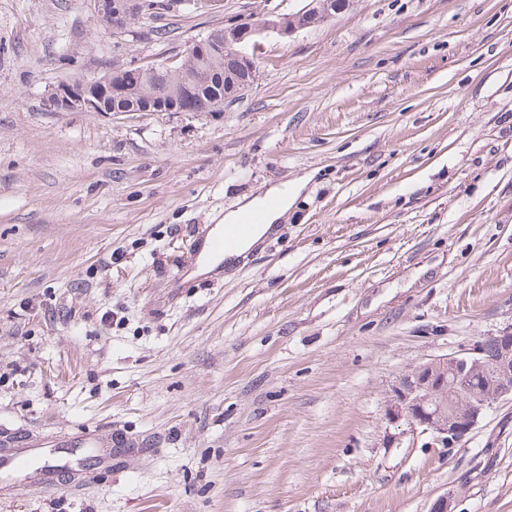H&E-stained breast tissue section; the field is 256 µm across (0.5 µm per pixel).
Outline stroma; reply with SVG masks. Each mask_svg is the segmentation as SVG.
<instances>
[{"mask_svg": "<svg viewBox=\"0 0 512 512\" xmlns=\"http://www.w3.org/2000/svg\"><path fill=\"white\" fill-rule=\"evenodd\" d=\"M208 0L114 34L0 0V512H512V402L443 447L386 418L410 366L512 326V0H345L261 39L220 112H49V88L184 55ZM301 183L274 234L176 288L190 230Z\"/></svg>", "mask_w": 512, "mask_h": 512, "instance_id": "obj_1", "label": "stroma"}]
</instances>
